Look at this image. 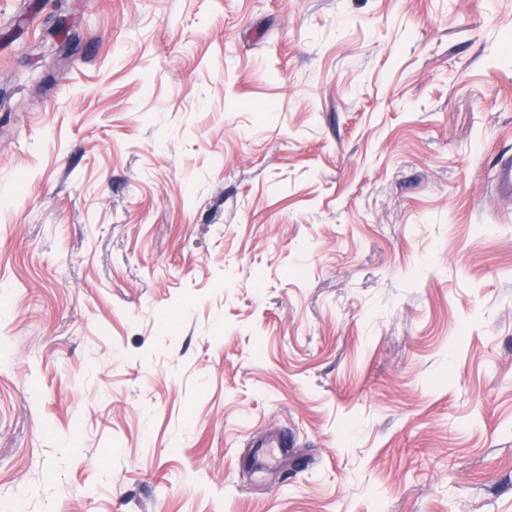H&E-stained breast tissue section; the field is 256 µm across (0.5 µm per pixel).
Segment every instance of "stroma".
<instances>
[{
    "label": "stroma",
    "mask_w": 512,
    "mask_h": 512,
    "mask_svg": "<svg viewBox=\"0 0 512 512\" xmlns=\"http://www.w3.org/2000/svg\"><path fill=\"white\" fill-rule=\"evenodd\" d=\"M507 157L512 0H0V504L512 512ZM257 448H263L260 451V455L262 460L266 463H272L277 461L278 459L285 457L287 455L288 444L284 440L283 437L278 435L277 433H271L267 435L264 439V443L258 445ZM272 448V449H268ZM273 448H278V453H275Z\"/></svg>",
    "instance_id": "stroma-1"
}]
</instances>
